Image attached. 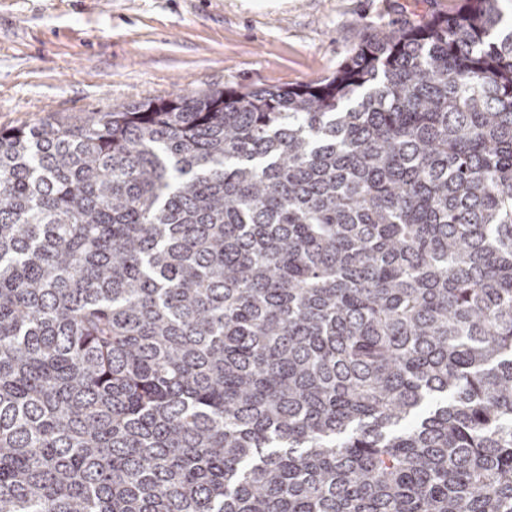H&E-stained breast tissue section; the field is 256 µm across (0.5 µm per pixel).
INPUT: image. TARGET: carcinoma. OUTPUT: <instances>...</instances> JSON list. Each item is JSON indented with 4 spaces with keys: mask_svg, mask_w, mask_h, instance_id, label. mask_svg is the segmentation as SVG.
I'll use <instances>...</instances> for the list:
<instances>
[{
    "mask_svg": "<svg viewBox=\"0 0 512 512\" xmlns=\"http://www.w3.org/2000/svg\"><path fill=\"white\" fill-rule=\"evenodd\" d=\"M0 129V512H512V25Z\"/></svg>",
    "mask_w": 512,
    "mask_h": 512,
    "instance_id": "1",
    "label": "carcinoma"
}]
</instances>
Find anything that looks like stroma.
<instances>
[{
	"label": "stroma",
	"instance_id": "obj_1",
	"mask_svg": "<svg viewBox=\"0 0 512 512\" xmlns=\"http://www.w3.org/2000/svg\"><path fill=\"white\" fill-rule=\"evenodd\" d=\"M463 0H0V128L335 76L372 29Z\"/></svg>",
	"mask_w": 512,
	"mask_h": 512
}]
</instances>
